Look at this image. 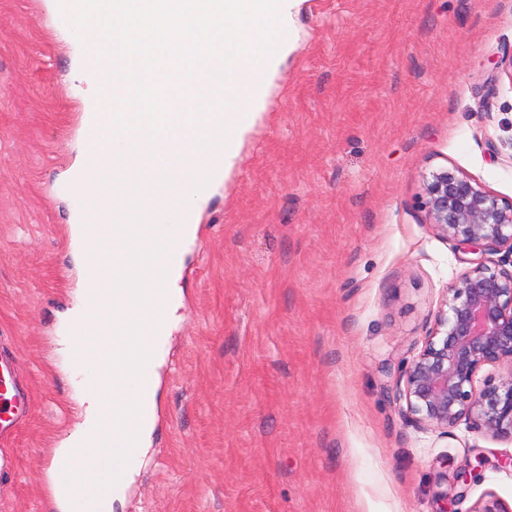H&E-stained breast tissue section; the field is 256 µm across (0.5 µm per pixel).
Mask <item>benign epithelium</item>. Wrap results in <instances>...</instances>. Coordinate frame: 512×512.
I'll return each mask as SVG.
<instances>
[{"mask_svg": "<svg viewBox=\"0 0 512 512\" xmlns=\"http://www.w3.org/2000/svg\"><path fill=\"white\" fill-rule=\"evenodd\" d=\"M420 207L437 235L479 255L442 299L419 352L401 370L397 401L416 426L448 434L459 422L512 441V200L486 190L457 168L425 178ZM487 366L501 369L477 385Z\"/></svg>", "mask_w": 512, "mask_h": 512, "instance_id": "1", "label": "benign epithelium"}]
</instances>
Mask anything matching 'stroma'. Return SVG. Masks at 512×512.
I'll return each mask as SVG.
<instances>
[{
  "instance_id": "obj_1",
  "label": "stroma",
  "mask_w": 512,
  "mask_h": 512,
  "mask_svg": "<svg viewBox=\"0 0 512 512\" xmlns=\"http://www.w3.org/2000/svg\"><path fill=\"white\" fill-rule=\"evenodd\" d=\"M46 0H0V352L31 394L0 512H59L80 421L57 353L80 286L68 172L92 95ZM239 163L196 218L150 447L112 512H473L512 442L394 401L469 255L419 206L434 168L512 199V0H304ZM484 460L465 493L447 476ZM447 500H439L440 492Z\"/></svg>"
}]
</instances>
